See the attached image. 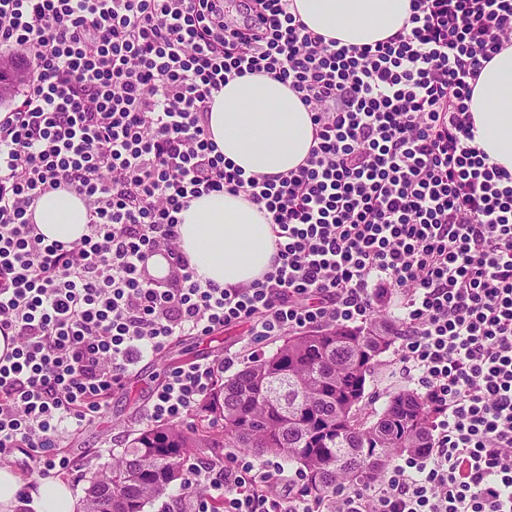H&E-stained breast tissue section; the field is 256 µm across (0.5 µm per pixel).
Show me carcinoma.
Masks as SVG:
<instances>
[{
    "instance_id": "obj_1",
    "label": "carcinoma",
    "mask_w": 512,
    "mask_h": 512,
    "mask_svg": "<svg viewBox=\"0 0 512 512\" xmlns=\"http://www.w3.org/2000/svg\"><path fill=\"white\" fill-rule=\"evenodd\" d=\"M393 340L390 320L375 313L358 327L330 326L286 338L271 354L217 380L201 411L223 421V438L198 427L139 429L122 459L89 477L81 512H145L182 490L191 455L240 448L294 467L305 491L322 497L341 483L371 482L397 457L430 448L434 409L402 389L373 412H346L361 401L367 376Z\"/></svg>"
}]
</instances>
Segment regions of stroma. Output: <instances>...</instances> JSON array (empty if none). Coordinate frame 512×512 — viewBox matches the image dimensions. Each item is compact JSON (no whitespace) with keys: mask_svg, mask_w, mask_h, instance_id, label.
Here are the masks:
<instances>
[{"mask_svg":"<svg viewBox=\"0 0 512 512\" xmlns=\"http://www.w3.org/2000/svg\"><path fill=\"white\" fill-rule=\"evenodd\" d=\"M249 341L246 327L237 326L208 336L181 337L167 349L148 357L126 388L113 393L106 401L101 414L65 443L62 453L70 458L71 464L60 478L70 486L75 498L83 497L87 476L111 467L113 460L122 456L131 431L143 425L141 417L152 391L172 368L199 358L221 360L225 351L239 349ZM396 352L392 346L379 356L374 372L367 379L363 411L380 407L401 389L393 368Z\"/></svg>","mask_w":512,"mask_h":512,"instance_id":"1","label":"stroma"}]
</instances>
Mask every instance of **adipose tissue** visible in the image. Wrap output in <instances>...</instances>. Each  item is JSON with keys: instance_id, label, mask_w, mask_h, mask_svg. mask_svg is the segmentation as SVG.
Returning <instances> with one entry per match:
<instances>
[{"instance_id": "1", "label": "adipose tissue", "mask_w": 512, "mask_h": 512, "mask_svg": "<svg viewBox=\"0 0 512 512\" xmlns=\"http://www.w3.org/2000/svg\"><path fill=\"white\" fill-rule=\"evenodd\" d=\"M309 30L344 44H373L398 32L410 16V0H294ZM470 109L475 143L490 162L512 172V46L487 64ZM209 131L225 162L245 174L278 175L304 163L313 145L310 112L287 84L265 75L230 81L214 97ZM178 227L180 245L197 276L222 288L262 278L275 254L264 214L243 197L212 193L191 201ZM39 232L49 241L76 242L87 232L82 199L65 191L42 196L35 208ZM33 512H76L68 484L46 481L27 492L0 468V512L22 504Z\"/></svg>"}]
</instances>
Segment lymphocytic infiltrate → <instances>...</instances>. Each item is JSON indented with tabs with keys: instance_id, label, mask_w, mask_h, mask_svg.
<instances>
[{
	"instance_id": "lymphocytic-infiltrate-1",
	"label": "lymphocytic infiltrate",
	"mask_w": 512,
	"mask_h": 512,
	"mask_svg": "<svg viewBox=\"0 0 512 512\" xmlns=\"http://www.w3.org/2000/svg\"><path fill=\"white\" fill-rule=\"evenodd\" d=\"M0 0V48L23 55L22 97L0 113V451L40 476L101 398L180 336L247 323L256 340L401 313L399 370L435 409L427 453L314 499L268 460H198L178 497L205 512H512V172L474 143L469 108L512 45V0H411L371 45L312 32L293 0ZM264 74L312 116L305 162L275 176L225 163L208 112L231 80ZM89 221L46 241L42 195ZM244 196L274 234L272 268L236 288L201 281L179 214ZM170 258L166 280L151 277ZM175 367L144 418L179 424L218 368ZM35 223L49 242H76L87 232V209L82 199L65 191L47 193L35 208Z\"/></svg>"
}]
</instances>
